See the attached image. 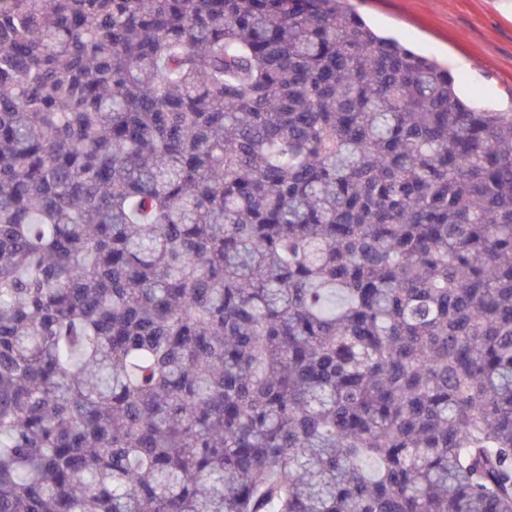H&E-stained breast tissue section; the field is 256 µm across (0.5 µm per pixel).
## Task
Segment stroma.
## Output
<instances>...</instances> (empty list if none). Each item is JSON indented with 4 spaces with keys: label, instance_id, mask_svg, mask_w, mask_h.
Returning a JSON list of instances; mask_svg holds the SVG:
<instances>
[{
    "label": "stroma",
    "instance_id": "1",
    "mask_svg": "<svg viewBox=\"0 0 512 512\" xmlns=\"http://www.w3.org/2000/svg\"><path fill=\"white\" fill-rule=\"evenodd\" d=\"M501 0H344L376 32L431 55L459 93L486 109H512V14Z\"/></svg>",
    "mask_w": 512,
    "mask_h": 512
}]
</instances>
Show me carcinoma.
Wrapping results in <instances>:
<instances>
[{
  "label": "carcinoma",
  "mask_w": 512,
  "mask_h": 512,
  "mask_svg": "<svg viewBox=\"0 0 512 512\" xmlns=\"http://www.w3.org/2000/svg\"><path fill=\"white\" fill-rule=\"evenodd\" d=\"M0 512H512V112L343 0H0Z\"/></svg>",
  "instance_id": "1"
}]
</instances>
